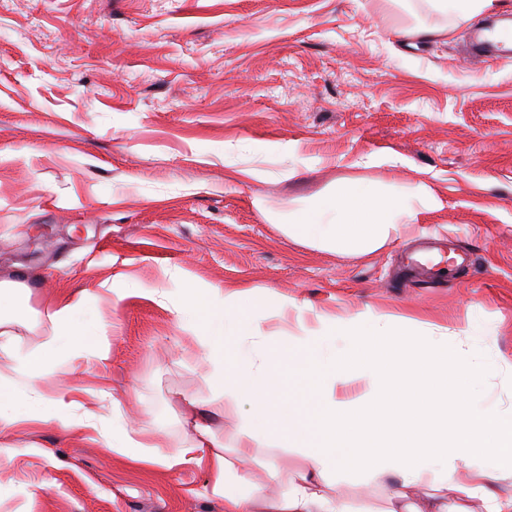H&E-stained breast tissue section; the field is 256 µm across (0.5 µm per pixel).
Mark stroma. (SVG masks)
Wrapping results in <instances>:
<instances>
[{
    "mask_svg": "<svg viewBox=\"0 0 512 512\" xmlns=\"http://www.w3.org/2000/svg\"><path fill=\"white\" fill-rule=\"evenodd\" d=\"M431 0H0V280L24 282L22 349L50 309L98 298L108 358L68 380L105 388L163 452L186 431L206 366L169 310L178 270L215 288H251L281 379L306 363L280 329L367 309L458 333L472 311L512 360V62L474 68L472 27ZM432 28L400 39L398 30ZM255 169L239 181L232 171ZM406 191L439 208L364 256L281 231L341 179ZM472 257L442 282H402L418 237ZM130 295L112 307L117 274ZM159 289L156 297L142 296ZM283 314L268 316L271 299ZM512 407V378L470 394ZM0 512H224L205 469L146 471L55 425L0 433ZM247 467L289 473L302 456L256 443Z\"/></svg>",
    "mask_w": 512,
    "mask_h": 512,
    "instance_id": "35a3bbf8",
    "label": "stroma"
}]
</instances>
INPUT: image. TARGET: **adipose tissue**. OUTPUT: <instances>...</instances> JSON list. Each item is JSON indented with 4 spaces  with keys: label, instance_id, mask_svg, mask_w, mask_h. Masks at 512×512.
I'll return each instance as SVG.
<instances>
[{
    "label": "adipose tissue",
    "instance_id": "1",
    "mask_svg": "<svg viewBox=\"0 0 512 512\" xmlns=\"http://www.w3.org/2000/svg\"><path fill=\"white\" fill-rule=\"evenodd\" d=\"M439 204L424 183L410 192H391L366 179H345L312 206L289 215L283 231L300 244L366 255ZM23 288L19 281H0V357L15 362L24 383L18 389L0 379V430L52 422L143 469L206 468L224 512H367L328 494L339 477L384 488L393 512H448L449 504L477 493L486 512H512V408L483 413L466 401L481 377L507 366L483 340L479 315L468 318L464 331L482 359L475 366L451 359L455 339L437 333L432 323L370 312L319 313L317 327L288 336L311 367L307 384L287 395L271 367L252 290L186 285L170 311L192 332L213 390L207 401H190L185 422L193 434L167 454L143 430L106 425L96 410L105 390L73 388L54 378L85 357L88 344L101 336L99 307L83 294L63 300L48 315L50 335L22 351L8 326L25 315L18 302ZM356 378L374 391H389V401L377 408L396 418L394 432L365 429L368 407L336 400L337 387ZM450 393L457 399L451 419L432 416L439 399ZM247 396L254 410L243 418L235 455L225 456L212 429L201 422V408L225 414ZM258 440L294 449L305 457V469L286 480L273 469L266 483L255 481L243 464ZM462 466L468 470L463 480L456 476ZM428 475L436 496L412 500L411 489Z\"/></svg>",
    "mask_w": 512,
    "mask_h": 512
}]
</instances>
